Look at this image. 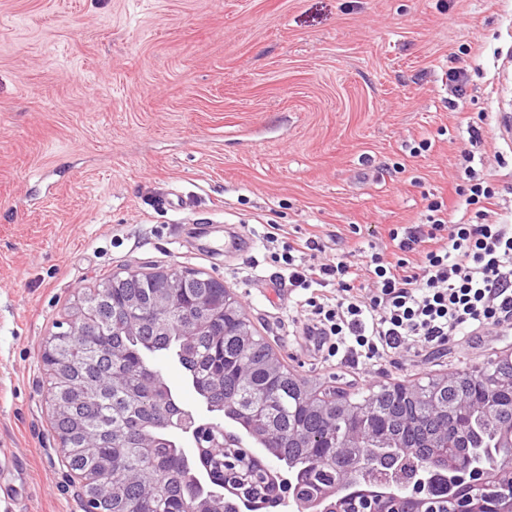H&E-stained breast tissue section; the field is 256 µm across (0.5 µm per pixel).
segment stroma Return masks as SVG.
<instances>
[{
    "mask_svg": "<svg viewBox=\"0 0 512 512\" xmlns=\"http://www.w3.org/2000/svg\"><path fill=\"white\" fill-rule=\"evenodd\" d=\"M510 117L512 0H0V512H82L41 350L118 273L219 279L291 373L354 398L511 353L497 329L327 358L262 247L272 219L392 255L469 148L511 220Z\"/></svg>",
    "mask_w": 512,
    "mask_h": 512,
    "instance_id": "35a3bbf8",
    "label": "stroma"
}]
</instances>
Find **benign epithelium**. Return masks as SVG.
Listing matches in <instances>:
<instances>
[{
  "mask_svg": "<svg viewBox=\"0 0 512 512\" xmlns=\"http://www.w3.org/2000/svg\"><path fill=\"white\" fill-rule=\"evenodd\" d=\"M133 277L142 275L162 283L148 302L133 299L129 303L131 314L114 322L120 332L133 333L145 322L158 319L175 309L179 303L177 289L183 287L181 271L167 270L142 274L130 272ZM96 304L82 303L76 311L72 326H80L79 335L90 334L98 323ZM42 362L53 375L51 403L54 416L68 414L89 398L99 394L95 386L77 387L72 382L74 368L65 357V347L56 338L48 337L42 351ZM160 372L149 369L146 380L155 389L157 407L162 413L161 426L169 427L180 438L201 448V435L211 430L223 436L224 490L221 496L209 489L213 482L211 471L193 476L199 493L191 498L188 512H211V502L225 500L231 512H259L264 502L253 497L252 489L274 482L275 499L272 506L288 501L293 512H512V461L501 458V449L512 448V430L503 433L495 447L471 448L465 454L448 455V443L463 437L458 417H467L476 408L486 418L495 417L500 411L512 407V374H499L494 386L484 391L480 401H475L463 386L462 377L451 374L438 380V387L427 398L423 415L442 432L427 444L434 453L418 462L409 474L401 471L405 458L414 453L416 445L409 441L394 442L371 425L377 414L375 398L364 400L340 395L334 390L305 387L298 393L297 401L304 407H336V433L334 441L316 452L333 460L338 474L336 488H325L301 502L306 473L288 463V476L273 471L268 466L255 468L252 461L258 458V449L275 446V417L263 405H251L252 429L248 437L252 444H244L240 437H229L223 424L208 422L215 405L208 403L200 411L185 410L174 400L170 388L160 384ZM446 389L454 391L452 405L438 402L437 396ZM93 429L89 421L81 424L82 447L88 453L97 452L98 439H112V432L89 437ZM441 475L448 481V497L439 503L428 494V484ZM66 480L83 490L84 512H103V498H112L118 488L112 480V471L92 474L67 465Z\"/></svg>",
  "mask_w": 512,
  "mask_h": 512,
  "instance_id": "obj_1",
  "label": "benign epithelium"
}]
</instances>
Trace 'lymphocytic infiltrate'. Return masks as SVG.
<instances>
[{"instance_id":"lymphocytic-infiltrate-1","label":"lymphocytic infiltrate","mask_w":512,"mask_h":512,"mask_svg":"<svg viewBox=\"0 0 512 512\" xmlns=\"http://www.w3.org/2000/svg\"><path fill=\"white\" fill-rule=\"evenodd\" d=\"M462 159L455 206L430 201L423 223L389 229L394 260L360 246L357 260L324 261L318 236L265 233L280 283L304 290V327L329 356L376 364L409 346L441 351L450 337L512 327V224L484 223L499 189L471 154Z\"/></svg>"}]
</instances>
